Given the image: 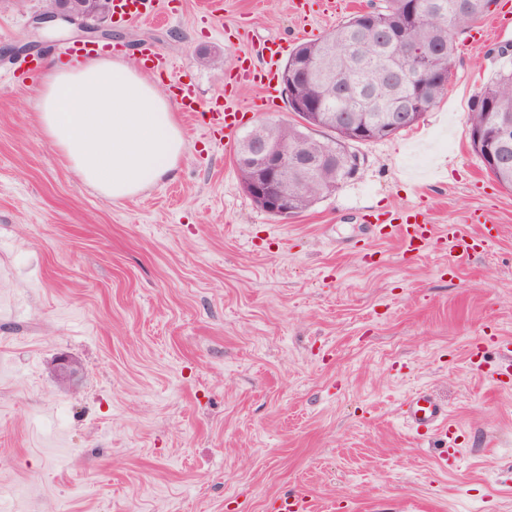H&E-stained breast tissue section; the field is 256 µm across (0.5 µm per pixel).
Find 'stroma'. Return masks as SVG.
I'll list each match as a JSON object with an SVG mask.
<instances>
[{"instance_id": "1", "label": "stroma", "mask_w": 512, "mask_h": 512, "mask_svg": "<svg viewBox=\"0 0 512 512\" xmlns=\"http://www.w3.org/2000/svg\"><path fill=\"white\" fill-rule=\"evenodd\" d=\"M159 0L114 24L113 47L152 46L170 90L234 99L240 127L286 118L238 79L273 40L330 33L382 0ZM42 0H0V512H268L303 492L322 512H512V189L470 145V109L512 44V0L456 36L448 88L423 119L358 145L357 175L280 220L244 192L235 149L177 112L187 149L170 177L111 201L41 134L34 88ZM35 45L31 58L14 48ZM423 214L417 253L369 234ZM481 214L486 226L472 222ZM464 224L474 255L443 236ZM77 386L53 374L59 355ZM426 388L448 405L457 459L399 417Z\"/></svg>"}]
</instances>
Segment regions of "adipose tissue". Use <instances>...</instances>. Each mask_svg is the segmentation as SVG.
<instances>
[{
    "label": "adipose tissue",
    "mask_w": 512,
    "mask_h": 512,
    "mask_svg": "<svg viewBox=\"0 0 512 512\" xmlns=\"http://www.w3.org/2000/svg\"><path fill=\"white\" fill-rule=\"evenodd\" d=\"M38 122L79 180L115 201L169 175L186 139L165 88L124 57L51 66L35 90Z\"/></svg>",
    "instance_id": "1"
}]
</instances>
